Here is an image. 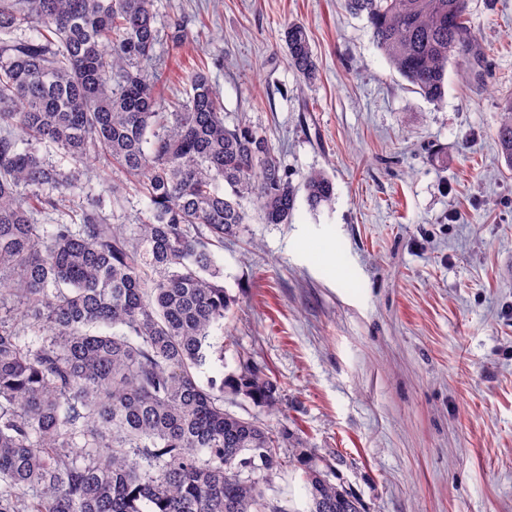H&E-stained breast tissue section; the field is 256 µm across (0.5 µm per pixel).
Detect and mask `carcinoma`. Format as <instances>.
Returning <instances> with one entry per match:
<instances>
[{
  "instance_id": "obj_1",
  "label": "carcinoma",
  "mask_w": 512,
  "mask_h": 512,
  "mask_svg": "<svg viewBox=\"0 0 512 512\" xmlns=\"http://www.w3.org/2000/svg\"><path fill=\"white\" fill-rule=\"evenodd\" d=\"M344 2L413 90L442 102L449 60L467 66L477 41L466 0ZM158 41L153 0H0V512H285L261 483L288 461L310 512H366L288 428L224 409L227 388L278 410L267 369L247 357L196 378L233 305L212 247L248 223L243 201L284 224L301 189L312 209L331 203L332 179L294 185L263 132L224 124L203 69L168 111L169 74L144 67ZM282 41L314 81L306 27ZM495 137L512 165V97ZM52 148L73 168L39 154ZM90 160L99 193L54 218ZM130 191L147 206L116 224L104 201Z\"/></svg>"
}]
</instances>
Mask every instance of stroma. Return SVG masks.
Returning <instances> with one entry per match:
<instances>
[{
    "instance_id": "1",
    "label": "stroma",
    "mask_w": 512,
    "mask_h": 512,
    "mask_svg": "<svg viewBox=\"0 0 512 512\" xmlns=\"http://www.w3.org/2000/svg\"><path fill=\"white\" fill-rule=\"evenodd\" d=\"M187 25L156 66L184 98L209 72L227 123L247 120L294 184L325 171L334 200L285 224L257 211L215 249L234 305L200 382L241 355L270 369L287 427L335 467L366 512H512V167L494 131L512 97V0H468L469 70L441 104L387 63L343 0H154ZM306 26L319 73L287 65L285 22ZM308 512L303 472L264 486Z\"/></svg>"
}]
</instances>
